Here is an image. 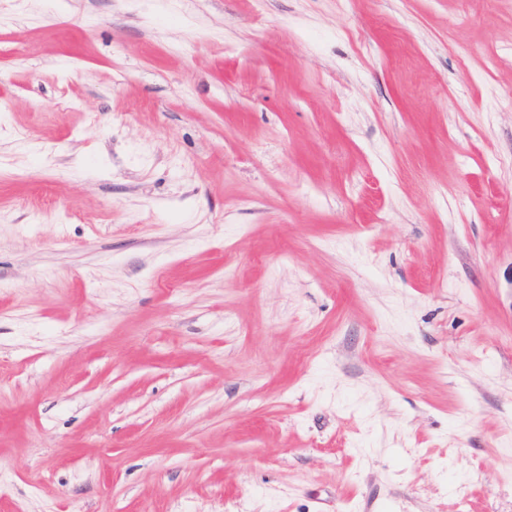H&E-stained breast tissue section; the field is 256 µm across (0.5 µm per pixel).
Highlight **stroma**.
<instances>
[{
  "instance_id": "obj_1",
  "label": "stroma",
  "mask_w": 512,
  "mask_h": 512,
  "mask_svg": "<svg viewBox=\"0 0 512 512\" xmlns=\"http://www.w3.org/2000/svg\"><path fill=\"white\" fill-rule=\"evenodd\" d=\"M512 0H0V512H512Z\"/></svg>"
}]
</instances>
